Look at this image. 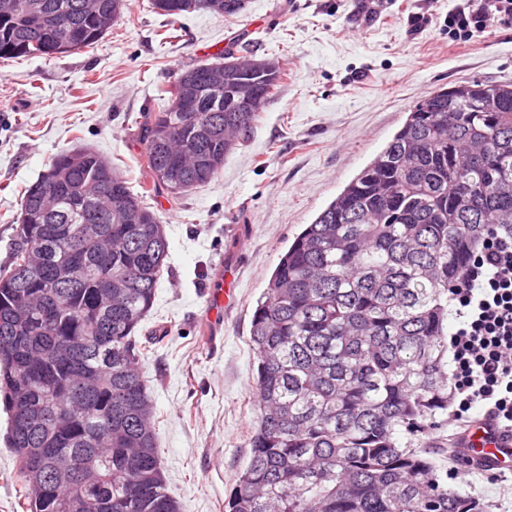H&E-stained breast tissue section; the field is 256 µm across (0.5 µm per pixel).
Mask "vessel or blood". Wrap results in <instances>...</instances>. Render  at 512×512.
Returning a JSON list of instances; mask_svg holds the SVG:
<instances>
[{"label": "vessel or blood", "instance_id": "obj_1", "mask_svg": "<svg viewBox=\"0 0 512 512\" xmlns=\"http://www.w3.org/2000/svg\"><path fill=\"white\" fill-rule=\"evenodd\" d=\"M234 271L222 268L216 274L206 300V317L217 325L233 298ZM462 456L470 467L512 474V434L501 433L487 417L477 418L468 429Z\"/></svg>", "mask_w": 512, "mask_h": 512}]
</instances>
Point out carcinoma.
Instances as JSON below:
<instances>
[{
  "mask_svg": "<svg viewBox=\"0 0 512 512\" xmlns=\"http://www.w3.org/2000/svg\"><path fill=\"white\" fill-rule=\"evenodd\" d=\"M234 16L244 0H177ZM169 0H150L170 17ZM125 0H0V59L98 43ZM252 57L186 69L141 126L154 189L209 184L279 86ZM21 196L0 268V403L26 512H182L168 489L135 340L169 246L126 179L58 154ZM494 234L512 236V83L431 92L379 155L304 225L250 320L257 415L228 512H484L422 446L448 411V289ZM30 270L19 282L20 261ZM53 449L50 468L28 459Z\"/></svg>",
  "mask_w": 512,
  "mask_h": 512,
  "instance_id": "1",
  "label": "carcinoma"
}]
</instances>
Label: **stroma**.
Instances as JSON below:
<instances>
[{
  "label": "stroma",
  "instance_id": "1",
  "mask_svg": "<svg viewBox=\"0 0 512 512\" xmlns=\"http://www.w3.org/2000/svg\"><path fill=\"white\" fill-rule=\"evenodd\" d=\"M454 0H246L222 17L171 19L127 0L95 46L0 62V266L9 260L23 189L63 151L110 160L132 188L147 180L139 128L157 88L224 50L278 61L285 74L247 140L208 185L153 196L169 242L154 306L138 339L155 402L158 446L183 512H224L249 461L256 420L251 314L280 255L303 225L385 147L412 107L461 80L512 82V23L448 37ZM427 22L412 30L409 15ZM236 267L237 301L220 327L205 318L220 264ZM0 410V512H23V481ZM449 484L486 512H512V484L461 467L460 436L440 415L423 434Z\"/></svg>",
  "mask_w": 512,
  "mask_h": 512
}]
</instances>
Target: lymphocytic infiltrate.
I'll use <instances>...</instances> for the list:
<instances>
[{
	"mask_svg": "<svg viewBox=\"0 0 512 512\" xmlns=\"http://www.w3.org/2000/svg\"><path fill=\"white\" fill-rule=\"evenodd\" d=\"M512 19V0H468L448 12V34L468 40L472 31ZM455 314L451 424L469 423L481 408L512 433V237L492 235L471 259L465 279L448 292Z\"/></svg>",
	"mask_w": 512,
	"mask_h": 512,
	"instance_id": "1",
	"label": "lymphocytic infiltrate"
}]
</instances>
